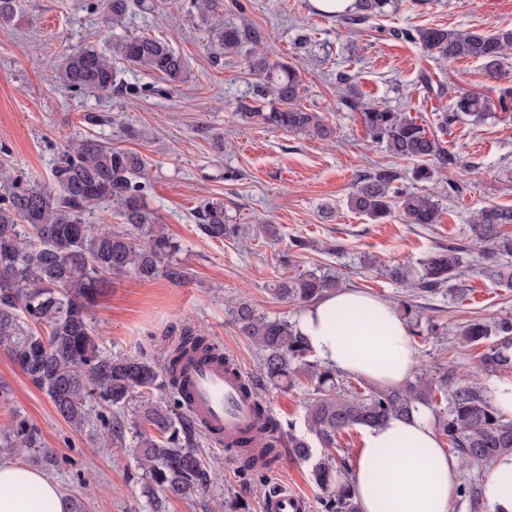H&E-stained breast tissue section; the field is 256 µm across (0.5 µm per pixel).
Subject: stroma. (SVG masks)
I'll use <instances>...</instances> for the list:
<instances>
[{"mask_svg":"<svg viewBox=\"0 0 512 512\" xmlns=\"http://www.w3.org/2000/svg\"><path fill=\"white\" fill-rule=\"evenodd\" d=\"M92 2L19 0L17 20L0 26V181L51 187L57 154L88 137L147 159L144 200L179 243L175 259L190 279L176 285L162 277L148 284L129 274L114 277L92 314L106 354L163 358L171 330L187 322L258 378L257 349L238 332L230 304L244 301L258 313L296 321L302 303L279 299L273 288L313 271L335 276L342 289L414 304L423 323L435 327L412 339L424 373L442 366L455 380L491 394L512 384V370L482 371L483 345L460 341L470 320L512 318V288L484 274L481 247L464 259L458 295L443 289L419 296L382 271L418 263L437 246L466 236L470 216L483 206L512 209V110L493 108L478 124H438L457 94L479 92L495 100L503 82L491 81L476 60H435L397 35L418 27L487 31L512 25V0H431L425 8L394 0L386 17L349 28L317 12L311 0H224L225 22L256 31L259 40L221 58L189 0H144L142 9L128 14L126 32L167 41L184 58L187 77L166 92L155 74L128 67L126 89L108 95L74 92L57 78L72 51H104L112 43L113 31ZM259 48L271 62L297 68L304 87L300 104L335 128L330 141L240 116L241 105L253 101L247 60ZM341 71L354 77L363 101L407 109L438 136L454 164L438 167L431 182L414 181V161L373 143L360 111L341 101ZM380 167L397 170L403 187L432 193L441 208L438 222L408 224L394 214L375 223L353 211L348 198L357 176ZM452 183L460 184V194L449 195ZM212 200L223 201L230 222L241 228L238 236L219 240L201 232L197 212ZM298 238L304 247H295ZM257 391L277 419L304 432L306 386L262 384ZM19 416L38 428L43 442L40 453L20 455V462L56 480L84 512H151L132 448L104 445L97 422L73 430L0 349V429ZM193 444L212 482L185 498L166 497L165 512H224L230 498L244 502L245 512H263L265 497L280 486L304 497L308 512H322L311 461L293 460L287 448L271 467L251 471L203 432L195 433Z\"/></svg>","mask_w":512,"mask_h":512,"instance_id":"stroma-1","label":"stroma"}]
</instances>
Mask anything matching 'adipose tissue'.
I'll use <instances>...</instances> for the list:
<instances>
[{"label":"adipose tissue","mask_w":512,"mask_h":512,"mask_svg":"<svg viewBox=\"0 0 512 512\" xmlns=\"http://www.w3.org/2000/svg\"><path fill=\"white\" fill-rule=\"evenodd\" d=\"M296 327L322 366L382 388L403 386L418 364L395 306L359 290L326 294L302 311ZM459 467L422 410L366 430L351 491L361 512H450ZM483 498L490 512H512V454L493 464ZM0 512H71V504L45 473L0 462Z\"/></svg>","instance_id":"adipose-tissue-1"}]
</instances>
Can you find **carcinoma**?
Returning a JSON list of instances; mask_svg holds the SVG:
<instances>
[{
    "label": "carcinoma",
    "mask_w": 512,
    "mask_h": 512,
    "mask_svg": "<svg viewBox=\"0 0 512 512\" xmlns=\"http://www.w3.org/2000/svg\"><path fill=\"white\" fill-rule=\"evenodd\" d=\"M134 6L135 0H106L112 27L123 26ZM391 6L392 0H356L354 9L336 18L348 25L362 24L386 14ZM17 13L18 0H0V25L12 23ZM250 36L258 39V34L233 24L214 26V41L223 52L236 51ZM399 36L417 44L428 57L474 59L491 80L509 78L504 59L512 49V26L490 32L425 27L402 31ZM120 63L154 73L171 87L186 76L185 60L168 43L124 34L114 37L109 55L85 48L67 56L58 79L75 91L107 94L122 84ZM249 67L257 76V96L271 99L278 107L265 112L253 106L243 116L321 140L333 137V127L322 116L300 106L302 82L294 66L271 64L266 55L255 53ZM340 83L346 85L347 105L361 109L373 142L397 158L448 163L439 140L416 119L382 102L361 105L350 99L349 78L340 77ZM492 107L488 97L466 91L451 101L441 123L464 116L479 121ZM147 169L148 161L142 155L86 138L73 143L54 162L51 176L56 191L27 180L0 184V349L77 431L93 420V406L121 409L148 391L169 388L178 395L177 407H182L177 377L182 358L190 352L214 351L208 337L190 325L181 328L179 340L162 363L143 356L107 355L99 346L90 314L112 277L131 274L142 282L164 277L174 284L190 278L187 268L173 261L179 245L158 227L144 201ZM400 179V173L390 167L359 176L349 196L350 208L372 221L388 217L396 208L407 224L437 223L439 203L434 196L393 186ZM109 203L117 208L120 227L91 223L95 210ZM201 213L204 224L200 230L206 236L222 240L237 233V225L227 223L223 202L208 201ZM505 224H512V209L484 206L470 221V241L483 244L492 257L512 256V237L501 232ZM469 248V241L440 245L420 262V268L401 264L389 268L388 275L418 293H436L444 287L451 292ZM484 271L512 287V265L505 269L491 264ZM336 287L335 277L309 273L279 282L274 291L282 300L313 303ZM231 315L241 335L260 351L263 381L271 386L307 384L305 426L323 448L332 447L336 434L344 430L376 427L393 417H408L424 406L432 410L439 434L448 438V451L463 462L481 465L512 454V418L481 387L454 384L445 372L435 379L419 377L396 389L370 386L358 391L338 372L311 358L294 324L260 315L246 302L238 303ZM461 336L471 345L492 340L481 356L484 371L512 368V319L492 324L474 320L461 330ZM438 394L447 401L441 411L435 409ZM257 415L266 453L274 452L286 433L289 455L310 459L312 445L295 432L293 424L285 428L264 416L260 404ZM141 417L153 433L134 423V451L154 512H161L163 500L155 495L156 490L186 495L209 484L211 474L193 449L189 427L180 414L166 405L150 403L143 407ZM41 448L38 430L25 418H15L0 433V451L37 453ZM312 475L326 493L325 512H358L332 457L315 463Z\"/></svg>",
    "instance_id": "carcinoma-1"
}]
</instances>
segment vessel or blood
<instances>
[{
    "label": "vessel or blood",
    "instance_id": "obj_1",
    "mask_svg": "<svg viewBox=\"0 0 512 512\" xmlns=\"http://www.w3.org/2000/svg\"><path fill=\"white\" fill-rule=\"evenodd\" d=\"M245 379L240 366L228 369L216 359L189 357L182 364L187 411L217 446L233 443L253 427L254 402L242 391ZM305 509V500L284 488L263 503V512H305Z\"/></svg>",
    "mask_w": 512,
    "mask_h": 512
}]
</instances>
